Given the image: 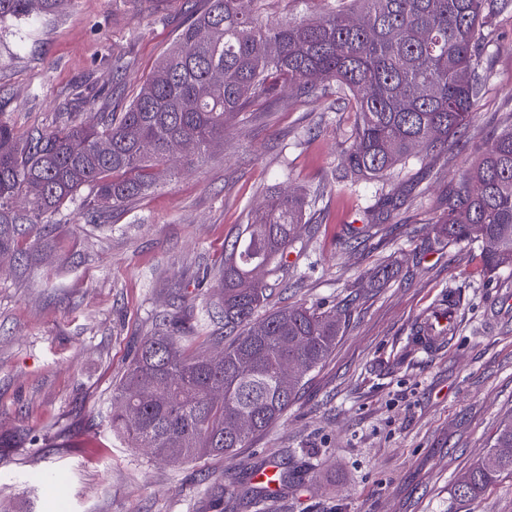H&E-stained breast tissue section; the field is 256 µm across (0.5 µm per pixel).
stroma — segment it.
Instances as JSON below:
<instances>
[{"label":"stroma","mask_w":512,"mask_h":512,"mask_svg":"<svg viewBox=\"0 0 512 512\" xmlns=\"http://www.w3.org/2000/svg\"><path fill=\"white\" fill-rule=\"evenodd\" d=\"M205 7L72 0L37 24L0 25V117L23 139L86 98L128 105ZM491 30L472 123L384 184L331 183L352 116L330 97L293 98L230 121L204 159L159 167L151 191L96 223L62 211L52 250L0 260V512H512V474L479 502L455 494L512 417V269L487 273L474 245H424L478 149L512 127V9ZM317 186L271 304H347L329 360L235 456L177 463L127 447L107 415L137 343L162 316L184 321L216 298L224 247L268 192ZM383 191L407 197L384 220L371 213ZM451 290L458 329L423 350L416 328ZM271 461L292 480L255 498L256 466Z\"/></svg>","instance_id":"obj_1"}]
</instances>
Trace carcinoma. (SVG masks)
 <instances>
[{
  "label": "carcinoma",
  "mask_w": 512,
  "mask_h": 512,
  "mask_svg": "<svg viewBox=\"0 0 512 512\" xmlns=\"http://www.w3.org/2000/svg\"><path fill=\"white\" fill-rule=\"evenodd\" d=\"M71 0H0V24L61 12ZM267 0H207L178 33L132 101L48 125L20 143L0 119V259L52 249L53 217L75 204L93 222L154 184L153 169L175 154L201 159L224 141V126L259 103L288 106V97L328 94L350 106L351 146L333 179L383 182L416 151L440 155L448 138L474 119L488 70V19L512 0H321L310 19L271 20ZM427 37H422V34ZM222 79H214V74ZM320 80L311 81L312 74ZM320 194L277 192L251 214L243 233L224 248L217 269L220 295L200 309L224 320V333L185 347L188 334L161 319L135 347L112 390V431L132 448L171 461L231 455L251 447L295 402L304 374L331 356L342 334L336 313L304 304L257 313L273 285L255 278L282 259L307 209ZM404 199L381 193L376 208L391 214ZM476 244L485 268H512V127L494 134L467 177L448 192L447 213L434 242ZM218 348L214 363L206 351ZM304 373L283 386L281 365ZM249 414L248 430L230 429ZM491 455L456 485L479 500L504 472L512 473V419L500 423Z\"/></svg>",
  "instance_id": "obj_1"
}]
</instances>
